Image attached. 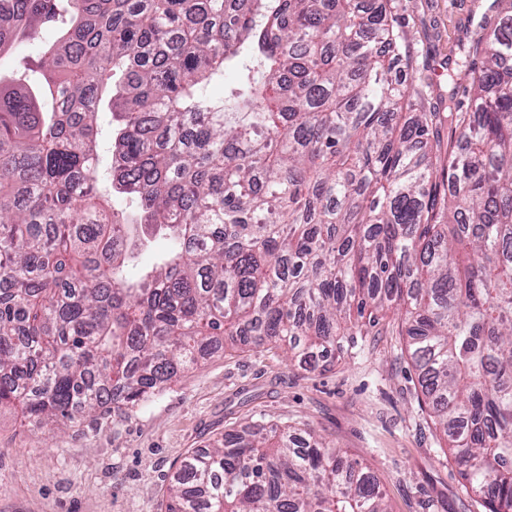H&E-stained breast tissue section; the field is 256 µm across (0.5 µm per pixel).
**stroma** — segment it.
<instances>
[{
  "label": "stroma",
  "mask_w": 512,
  "mask_h": 512,
  "mask_svg": "<svg viewBox=\"0 0 512 512\" xmlns=\"http://www.w3.org/2000/svg\"><path fill=\"white\" fill-rule=\"evenodd\" d=\"M507 0H391L409 39L407 81L442 109L460 44ZM248 425L314 431L366 466L390 512H487L466 491L407 352L384 318L354 348L309 368L280 348L226 347L125 411L47 432L0 407V512H166L184 456Z\"/></svg>",
  "instance_id": "35a3bbf8"
}]
</instances>
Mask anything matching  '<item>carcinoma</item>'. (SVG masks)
Instances as JSON below:
<instances>
[{
    "label": "carcinoma",
    "instance_id": "carcinoma-1",
    "mask_svg": "<svg viewBox=\"0 0 512 512\" xmlns=\"http://www.w3.org/2000/svg\"><path fill=\"white\" fill-rule=\"evenodd\" d=\"M43 26L39 77L0 75V405L65 425L229 343L333 359L390 310L465 488L512 512V14L462 46L469 112L404 85L383 0H0V53ZM170 499L388 512L278 426L184 457Z\"/></svg>",
    "mask_w": 512,
    "mask_h": 512
}]
</instances>
